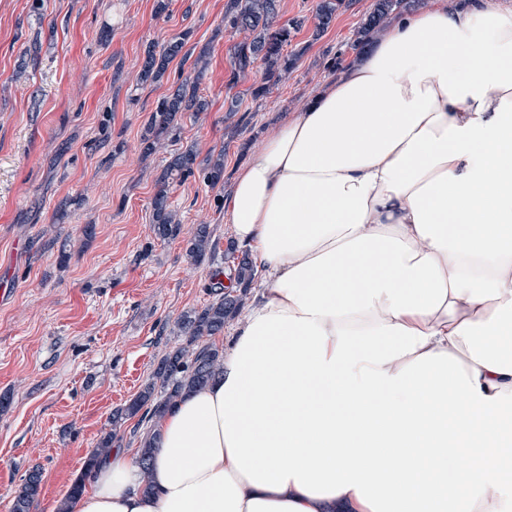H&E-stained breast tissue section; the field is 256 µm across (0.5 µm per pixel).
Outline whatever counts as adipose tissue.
<instances>
[{"label": "adipose tissue", "mask_w": 512, "mask_h": 512, "mask_svg": "<svg viewBox=\"0 0 512 512\" xmlns=\"http://www.w3.org/2000/svg\"><path fill=\"white\" fill-rule=\"evenodd\" d=\"M261 276L222 372L72 512H512V8L431 0L224 204Z\"/></svg>", "instance_id": "1"}]
</instances>
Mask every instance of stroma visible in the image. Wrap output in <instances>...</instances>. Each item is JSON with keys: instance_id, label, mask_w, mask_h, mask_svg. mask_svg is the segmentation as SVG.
Wrapping results in <instances>:
<instances>
[{"instance_id": "35a3bbf8", "label": "stroma", "mask_w": 512, "mask_h": 512, "mask_svg": "<svg viewBox=\"0 0 512 512\" xmlns=\"http://www.w3.org/2000/svg\"><path fill=\"white\" fill-rule=\"evenodd\" d=\"M0 0V512H11L32 469L33 512H57L88 453L151 376L176 321L212 299L230 230L224 200L246 160L287 115L349 65L372 0H351L321 36L290 37L297 60L262 96V71L231 79L239 36L227 0ZM188 33L206 52L200 93L209 109L185 118L177 149L223 152L224 181L171 185L184 229L209 225L212 259L192 264L184 237L151 229L155 177L168 150L141 162L144 123L179 73L137 74L148 46ZM66 214H59L61 202Z\"/></svg>"}]
</instances>
